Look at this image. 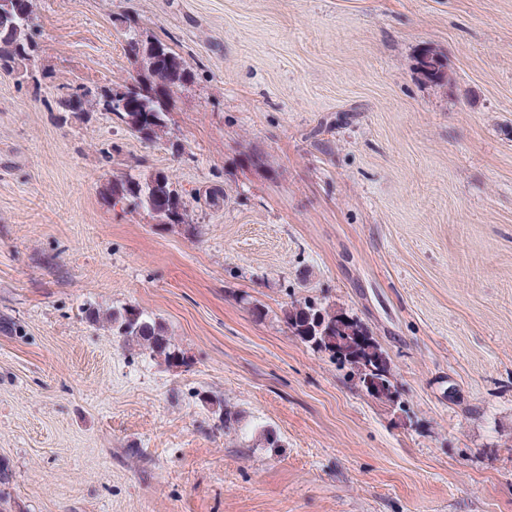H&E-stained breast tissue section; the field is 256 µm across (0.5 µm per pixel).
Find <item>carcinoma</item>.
<instances>
[{"mask_svg": "<svg viewBox=\"0 0 512 512\" xmlns=\"http://www.w3.org/2000/svg\"><path fill=\"white\" fill-rule=\"evenodd\" d=\"M34 26L32 0H6L0 3V69H10L18 61L28 59L33 51L30 31ZM124 53L137 74L113 88L125 91L127 107L112 108V88L100 92L78 85L74 89L77 99L69 103L63 99L62 108L68 112H93L101 110L114 114L130 130L146 140L157 139L166 133L168 116L164 99L173 88L181 85L188 74L186 62L161 40L143 42L134 28L126 33ZM112 201H128L153 214L161 224L186 223V208L182 198L173 188L168 174L152 172L144 177L115 178L107 186ZM118 335L164 358L170 367L187 365L184 354L172 347L161 322L143 311L126 307L109 315ZM284 320L291 334L319 352L330 354L340 366L350 369L351 376L364 385L368 372L358 361L336 350V345L326 339V332H336V321L344 320L356 329L349 337L358 349V356L377 369L376 377L384 382L383 389L370 393L379 400L395 401L398 390L393 383V373L387 352L368 327L358 318L331 304L315 301L293 302L284 311Z\"/></svg>", "mask_w": 512, "mask_h": 512, "instance_id": "obj_1", "label": "carcinoma"}]
</instances>
